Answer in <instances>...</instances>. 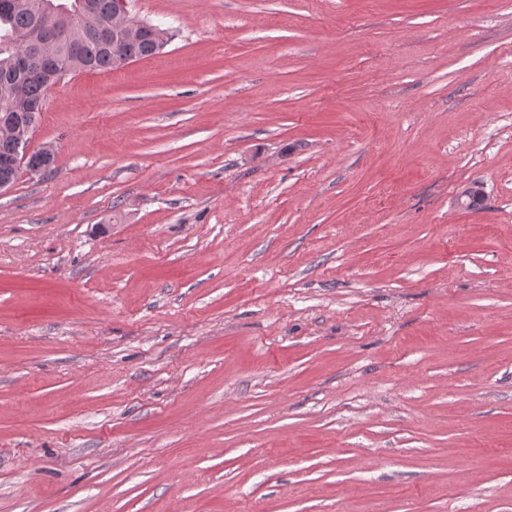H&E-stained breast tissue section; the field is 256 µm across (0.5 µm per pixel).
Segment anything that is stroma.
Segmentation results:
<instances>
[{"label":"stroma","mask_w":512,"mask_h":512,"mask_svg":"<svg viewBox=\"0 0 512 512\" xmlns=\"http://www.w3.org/2000/svg\"><path fill=\"white\" fill-rule=\"evenodd\" d=\"M128 3L0 190V512H512V0ZM148 24L149 26L142 31L137 39L124 45L121 56L112 53V48L118 46L116 40L113 42L103 41L88 33L81 43L77 64L69 69L65 77L71 73L81 71L108 72L117 70L128 63L156 54L162 47V31L164 30L151 23Z\"/></svg>","instance_id":"1"}]
</instances>
